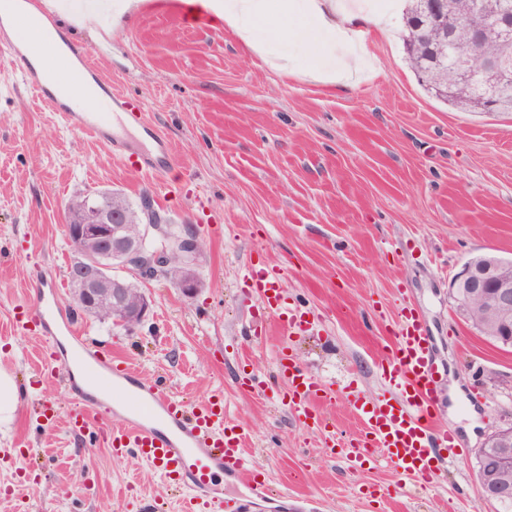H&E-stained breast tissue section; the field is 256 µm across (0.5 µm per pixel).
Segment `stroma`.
<instances>
[{
	"instance_id": "stroma-1",
	"label": "stroma",
	"mask_w": 512,
	"mask_h": 512,
	"mask_svg": "<svg viewBox=\"0 0 512 512\" xmlns=\"http://www.w3.org/2000/svg\"><path fill=\"white\" fill-rule=\"evenodd\" d=\"M100 2L94 30L67 24L62 34L88 48L111 41L96 71L167 135L177 165L159 177L124 166L29 93L19 61L0 58V369L20 389L0 429V512H141L148 498L182 512L181 493L136 452L114 457L103 430L68 427L61 376L41 367L31 332L10 328L46 276L67 278L69 199L106 188L135 204L150 195L176 226H193L206 242L204 286L189 299L148 282L146 322L130 332L88 320L91 352L118 354L194 403L222 392L256 475L290 495L291 512H497L479 497L476 454L491 428L512 422V352L459 317L449 284L473 255L512 259V116L428 94L405 61L394 0H344L366 33L358 49L288 19L270 47L295 59L289 76L167 0H137L117 27L116 0ZM387 5L389 29L369 31ZM358 50L380 61L379 76L345 89L309 79ZM250 266L281 270L303 330L249 342L259 307L242 280ZM405 299L439 366L438 422L467 451L426 485H408L386 458L359 467L329 450L324 429L296 418L275 371L287 349L335 389L324 410L337 438H355L354 397L388 394L379 364ZM247 371L267 388L244 391Z\"/></svg>"
}]
</instances>
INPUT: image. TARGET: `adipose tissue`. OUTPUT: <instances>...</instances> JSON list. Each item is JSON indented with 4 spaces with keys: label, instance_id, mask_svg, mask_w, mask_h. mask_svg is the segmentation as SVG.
<instances>
[{
    "label": "adipose tissue",
    "instance_id": "ef3b65f1",
    "mask_svg": "<svg viewBox=\"0 0 512 512\" xmlns=\"http://www.w3.org/2000/svg\"><path fill=\"white\" fill-rule=\"evenodd\" d=\"M174 8L182 10L185 19H206L216 29L233 33L247 44L272 71L291 74L294 60L287 54L270 51L255 36L257 21L270 23L277 35L286 30L275 24V17L287 18L297 11H305L325 29L331 37L351 40L353 21L346 12L342 0H174Z\"/></svg>",
    "mask_w": 512,
    "mask_h": 512
}]
</instances>
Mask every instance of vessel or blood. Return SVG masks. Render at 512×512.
<instances>
[{"mask_svg":"<svg viewBox=\"0 0 512 512\" xmlns=\"http://www.w3.org/2000/svg\"><path fill=\"white\" fill-rule=\"evenodd\" d=\"M70 52V60L64 61L50 79L33 64H25L21 71L24 84L52 111L61 113L83 135L105 145L127 166L147 174L172 166L175 157L171 145L154 127L144 124L139 135H130L126 126L128 102L114 95L106 80L96 79L95 88L111 96V112L69 109L66 97L70 88L93 69L92 51L74 44ZM246 283L282 330L302 325V312L288 307L282 272L252 268ZM56 284V279L46 278L47 291L35 304L41 313L38 333L46 364L69 382L74 381L76 368H83L86 375L93 377L94 389L110 396L105 402L76 394V404L68 414L71 428L102 423L109 414L118 416L119 425L109 431L114 456H122L126 448H137L157 472L187 494L189 502L213 503L221 512H243L244 500L225 498L219 483L223 476L244 484L250 496L271 495L269 483L257 479L246 464L242 435L224 414L222 394L191 406L162 386L144 383L129 362L91 353L81 345L85 327L57 305L51 292ZM66 336L77 343L75 353L63 349L62 339ZM277 371L288 385L289 398L299 417L321 424L319 407L334 399V391L320 385L287 352L278 353ZM438 375L427 330L417 310L403 305L381 369L384 382L396 397L361 404L358 412L363 431L351 442L350 457L365 463L378 451L406 477L417 481L432 477L438 451L455 449L452 436L439 429L436 422Z\"/></svg>","mask_w":512,"mask_h":512,"instance_id":"vessel-or-blood-1","label":"vessel or blood"}]
</instances>
